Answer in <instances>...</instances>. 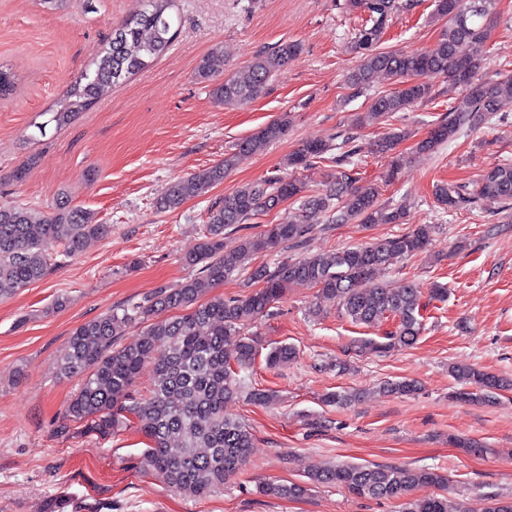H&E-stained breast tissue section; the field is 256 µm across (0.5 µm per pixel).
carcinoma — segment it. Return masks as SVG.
Masks as SVG:
<instances>
[{
  "mask_svg": "<svg viewBox=\"0 0 512 512\" xmlns=\"http://www.w3.org/2000/svg\"><path fill=\"white\" fill-rule=\"evenodd\" d=\"M138 8L114 27L99 51L93 67L71 82L50 121L55 128L69 124L109 93L113 87L143 70L169 49L177 30L170 14L175 0H137ZM496 0H437L435 15L446 19L438 41L423 52L377 50L393 17L411 7L410 0H346L350 9L368 15V25L359 30L352 49L360 62L347 77L350 87L361 93L370 89L375 76L390 74L402 79L398 91L374 96L367 110L358 113L359 126L375 124L417 102L430 98L425 78L443 75L462 90L463 96L449 109L448 119L437 123L416 143L421 154L438 147L464 130L492 120L504 102L512 101V74L488 71L484 43L495 13ZM470 50L464 52L461 47ZM302 46L283 42L270 53L256 54L245 80L234 76L211 90L216 101L246 103L261 94L281 67L294 60ZM218 50L202 57L195 79L212 80ZM289 120L260 127L235 145L224 162L195 171L171 183L157 200V208L175 211L189 198L224 182L233 168L235 154L256 153L288 135ZM340 142L309 141L288 155L289 173L248 183L212 203L207 211L204 236L183 256L186 265L199 268V276L185 279L175 288L161 287L144 302L109 310L76 327L70 334L58 368L65 377L81 378V387L70 397L64 422L57 433L82 432L108 437L134 420L146 439L145 464L171 487L194 497H204L224 486L226 480L248 462L253 447L250 428L224 417V405L240 394L235 369L249 365L255 357L252 337L241 335V326L263 315L284 289L306 284L317 289V297L335 300L342 315L356 325L370 327L379 319L394 316L396 331L386 341L366 340L361 348L383 352L393 346H411L423 330L422 291L418 284L391 288L375 274L392 259L426 249L432 226L420 225L394 238L361 247L329 253L302 255L269 267H254L248 283L259 285L237 297L214 295L202 302L208 288H216L256 253L300 243L313 230L307 214L323 213L329 224H398L405 206L380 200L378 186L355 185L356 156L362 151L357 132L339 133ZM401 133H388L376 150L393 156L385 181L394 177L401 157L396 149ZM332 162L336 174L324 189L308 192L297 170ZM436 202L446 210H469L479 201L494 199L504 210H512V163L493 164L481 171L472 187L451 183L434 189ZM288 201L299 203V214L280 224H269L260 234L246 237L231 249L224 246V231L255 215L270 212ZM109 225L99 224L94 213L58 201L47 214L16 204L0 203V298H7L43 280L51 269L44 246L59 241L63 255L76 257L93 241L105 238ZM143 320L146 326L137 342L122 345L123 328ZM297 356L290 345L274 347L267 354L271 367ZM153 367L154 382L146 395H136L134 383L144 366ZM450 375L473 385L479 398L492 397L504 381L468 364H453ZM388 395H408L417 390L411 381L387 382ZM178 447H171L172 443ZM313 484H336L367 499L405 501L403 512H448L447 475L429 468L341 463L310 476ZM418 490L426 494L417 498ZM308 491L303 483L268 484L267 495L300 498Z\"/></svg>",
  "mask_w": 512,
  "mask_h": 512,
  "instance_id": "1",
  "label": "carcinoma"
}]
</instances>
